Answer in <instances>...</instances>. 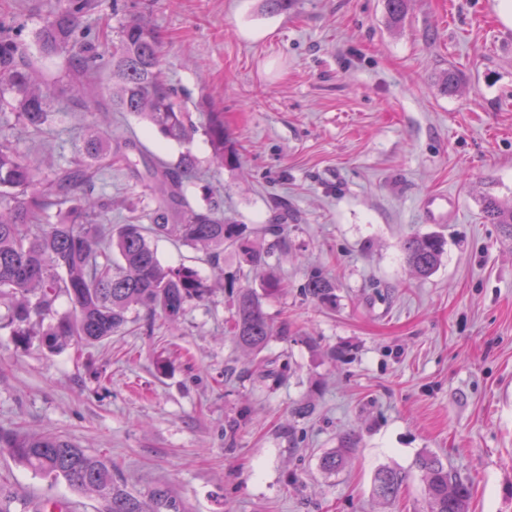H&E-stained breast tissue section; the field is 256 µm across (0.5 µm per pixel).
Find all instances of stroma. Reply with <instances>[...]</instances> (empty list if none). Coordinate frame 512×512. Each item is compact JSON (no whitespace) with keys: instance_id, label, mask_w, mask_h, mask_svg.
<instances>
[{"instance_id":"obj_1","label":"stroma","mask_w":512,"mask_h":512,"mask_svg":"<svg viewBox=\"0 0 512 512\" xmlns=\"http://www.w3.org/2000/svg\"><path fill=\"white\" fill-rule=\"evenodd\" d=\"M55 0H0V21L30 43ZM498 0H411L400 28L383 0H100L87 25L156 26L165 76L192 121L224 115L238 154L188 195L197 208L255 228L281 219L272 248L285 293L264 311L285 335L247 355L226 329L230 289L254 284L243 254L155 241L163 264L216 288L179 323L143 309L100 344L48 353L0 330V428L75 440L106 457L133 494L165 487L182 512H427L417 458L436 454L472 487L470 512H512V244L481 217L482 194L512 200V28ZM455 70L456 95L439 80ZM95 102L42 133L19 134L43 175L66 166ZM137 166L175 161L179 145L137 117L113 120ZM136 166V168H137ZM136 168L99 183L109 219L151 221L158 198ZM444 197L441 220L427 203ZM436 235L444 253L417 277L403 244ZM336 284V307L305 298L311 269ZM307 417L293 414L297 405ZM347 450L328 475L320 459ZM400 470L397 501L373 495L376 470ZM98 512L95 494L35 475L0 454V512L47 497Z\"/></svg>"}]
</instances>
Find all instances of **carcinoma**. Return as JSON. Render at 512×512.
I'll use <instances>...</instances> for the list:
<instances>
[{
	"instance_id": "obj_1",
	"label": "carcinoma",
	"mask_w": 512,
	"mask_h": 512,
	"mask_svg": "<svg viewBox=\"0 0 512 512\" xmlns=\"http://www.w3.org/2000/svg\"><path fill=\"white\" fill-rule=\"evenodd\" d=\"M408 0H385L391 26L401 25ZM98 7L97 0H55L36 39V52L0 23V129L21 126L38 132L63 111L54 106L57 85L39 73L40 60L64 59L63 77L90 83L109 73V85L96 119L86 126L77 155L52 177H41L38 161L21 152L11 135L0 132V329L12 338L59 353L71 345L100 343L128 323V312L143 308L149 319L159 316L176 322L191 302H202L213 289L186 266H166L150 239L174 237L179 242L209 251L217 262L224 246L236 247L259 274V287H242L233 299L232 335L244 351L257 355L268 345L274 329L263 310V300L285 290L270 271L269 250L249 243L246 227L224 217L217 205L195 209L185 185L196 176L198 161L188 149L176 163L148 166L142 179L160 192L162 202L153 223L132 219L112 226L105 216L109 205L96 194L98 176L112 166V157L134 165L130 153L137 145H112L102 126L112 114L134 115L165 140L188 144L196 126L179 101L176 88L162 70L159 36L146 20L122 23L111 38L91 33L83 20ZM212 148L213 162L235 166L237 154L224 134V116L210 112L201 125ZM489 224L500 226L512 239V203L493 195L482 201ZM444 250L434 235L413 236L404 243L408 265L420 277L431 275ZM316 303L336 305V288L321 271L313 269L302 288ZM70 309L57 311L60 297ZM53 481L95 493L103 512H180L169 491L156 487L143 496L126 489L112 473V462L87 453L58 434H33L0 429V454ZM346 456L340 449L325 455L321 468L335 473ZM426 481L428 512H469L471 487L448 473L433 454L416 460ZM402 472L382 467L374 475V494L386 501L398 497Z\"/></svg>"
}]
</instances>
